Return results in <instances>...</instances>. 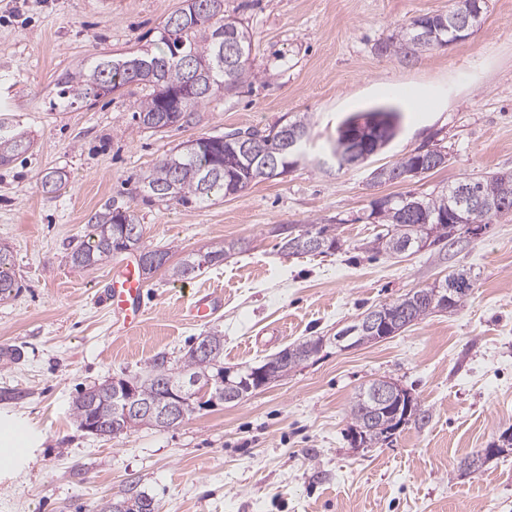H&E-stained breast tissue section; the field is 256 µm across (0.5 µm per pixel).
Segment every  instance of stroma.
Instances as JSON below:
<instances>
[{"mask_svg": "<svg viewBox=\"0 0 512 512\" xmlns=\"http://www.w3.org/2000/svg\"><path fill=\"white\" fill-rule=\"evenodd\" d=\"M181 0H0V127L30 149L0 165V244L17 288L0 299V343L23 359L0 363V512H97L142 493L157 512H512V453L464 475L460 461L512 428V215L482 234L395 258L370 249L374 199L425 195L473 173L512 171V0H488L467 40L412 62L377 50L423 13L453 0H224L252 36L255 78L196 108L192 123L138 127L140 86L76 104L56 82L96 56L154 46ZM401 110V131L350 169L317 165L349 115ZM298 112L311 119L306 157L286 176L204 204L149 203L139 179L179 143L265 129ZM423 145L447 165L373 185L370 172ZM67 173L47 193L43 176ZM128 207L170 262L222 242L242 249L187 282L158 270L130 335L111 325L102 287L110 264L77 269L68 253L107 200ZM277 224H333L344 245L287 257ZM470 270L474 287L452 311L395 336L340 349L335 336L368 309ZM221 307L196 321L185 307L202 286ZM224 333V365L255 366L294 342L321 352L239 402L196 411L171 428L117 436L78 427L70 407L85 388L145 376L178 361L193 339ZM396 382L424 420L388 442L354 449L349 406L369 381Z\"/></svg>", "mask_w": 512, "mask_h": 512, "instance_id": "obj_1", "label": "stroma"}]
</instances>
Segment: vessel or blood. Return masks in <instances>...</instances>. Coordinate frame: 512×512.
Returning <instances> with one entry per match:
<instances>
[{
  "instance_id": "vessel-or-blood-1",
  "label": "vessel or blood",
  "mask_w": 512,
  "mask_h": 512,
  "mask_svg": "<svg viewBox=\"0 0 512 512\" xmlns=\"http://www.w3.org/2000/svg\"><path fill=\"white\" fill-rule=\"evenodd\" d=\"M145 283L138 266L126 262L110 271L103 290L104 298L125 333H133L141 323ZM219 299L210 292L193 296L188 310L198 319L211 317L219 307Z\"/></svg>"
}]
</instances>
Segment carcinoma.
<instances>
[{
    "label": "carcinoma",
    "mask_w": 512,
    "mask_h": 512,
    "mask_svg": "<svg viewBox=\"0 0 512 512\" xmlns=\"http://www.w3.org/2000/svg\"><path fill=\"white\" fill-rule=\"evenodd\" d=\"M185 5L180 10L188 12L189 19L170 28L163 26L159 32L160 47L155 52L142 51L133 53L123 59L100 58L87 67L64 75L58 82L59 95L63 98L90 100L110 95L131 84H143L151 88V92L141 99L136 107V118L148 129H157L154 119L161 112L171 110V103L165 101L166 95L182 89L190 82L198 80L205 91L193 96L180 112L181 121L187 124L193 115V109L206 103L216 93L234 91L246 83L251 77L248 60L252 41L244 43L245 56L238 64L228 69L215 66L219 50L224 45V36H250L241 22L224 16V11L213 7L216 0H183ZM449 18L444 13H426L413 18L400 31L379 43L378 51L393 54L405 60L417 58L421 53L448 42L452 31L448 30ZM401 112L393 107H380L366 113H356L347 117L338 127L337 134L351 132L356 129L359 121L372 126L371 136L380 148H386L398 135L401 126ZM290 130L304 138L310 136V121L307 115H296L293 118L274 124L264 130H253L262 143L261 151L241 158L237 167L223 170L210 176L216 168L218 154L237 149L236 136L242 133L237 129L221 135L199 137L193 144L183 143L173 149L169 155L159 161L142 179L145 199L157 202L174 201L187 205L197 202H208L215 196L229 197L237 195L249 186L271 179L269 171L264 169L263 160L273 155L279 162V169L288 168V152L282 150V134ZM31 141L21 133H0V165H5L21 153L26 152ZM422 154L413 151L390 165L392 169H400L407 173L405 179H413L410 172L418 168ZM67 175L59 170L47 172L42 179L43 188L57 192L64 187ZM512 183V172L484 173L466 177L452 185L433 191L428 195L417 196L411 192L387 196V206L382 209H371L369 217L381 224L373 243L375 249L389 255H402L408 251H417L420 246L415 243L417 237L416 224L429 220L430 225L441 227L440 234L434 242L451 241L460 230L458 224L444 222L448 215V199L461 186L469 194L485 202L503 204L502 214L512 213V197L504 196V185ZM492 214L489 209L472 206L466 214V224L480 226L490 223ZM135 224L128 211L110 203L95 212L89 219V231L85 239L72 247L70 260L76 268H90L112 260L130 247L141 256L162 254L169 256V250L153 248L144 236L143 226H138L134 237L124 236V226ZM314 235L326 234L334 249L341 248V240L337 235L329 234L328 225L311 224L301 228L296 224H281L274 233L279 239L278 248L281 253L294 256L307 253L305 249L289 248V244L302 233ZM237 243L230 241L205 252L190 253L177 264L167 269L170 278L175 281H188L200 273L226 260ZM13 256L10 250L0 246V297L11 294L15 288L12 273ZM462 280L464 291L454 299L458 307L469 296L474 283L471 273L462 269L445 277V281ZM434 289L420 288L406 293L403 297L389 304V309L398 312L399 321L391 323L390 332L399 331L426 318L438 310L433 302ZM210 351L206 355L190 348L184 355L181 365L175 369L167 364V359L160 356L154 359L147 376L138 382L139 394L142 399L153 401L162 392V387L171 378L186 374L191 377L210 376L227 373L224 368V336L221 331L212 329L206 334ZM322 338H309L293 343L268 359L271 364L268 382H274L285 376L303 363V357L311 352ZM251 369L241 372L227 373L229 381L240 384L249 378ZM368 388L363 387L352 398L350 404L351 426L350 436H361V442L368 448L384 442L392 436L393 425L390 419L383 423L370 422V405L367 401ZM72 415L79 427L83 428L91 421L101 423L105 433L116 435L112 428V420L120 418V433L141 426L147 422L136 416L124 418L119 411L118 402L112 397V384L94 385L81 392L72 401ZM156 428H167L169 423L153 420L147 423ZM100 512H155L151 498L137 493L117 501L108 500L102 503Z\"/></svg>",
    "instance_id": "carcinoma-1"
}]
</instances>
